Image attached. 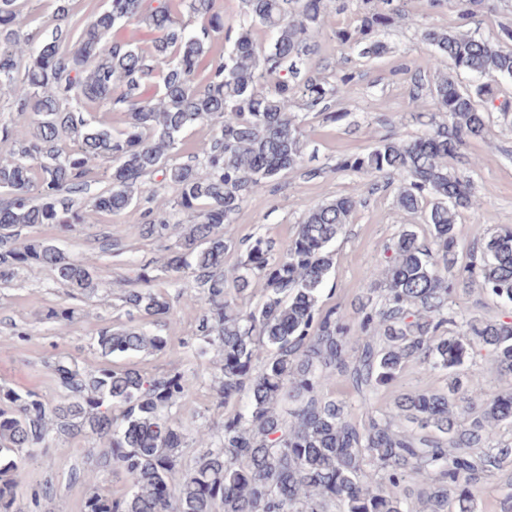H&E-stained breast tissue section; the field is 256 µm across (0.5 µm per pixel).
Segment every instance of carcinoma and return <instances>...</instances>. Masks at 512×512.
Returning <instances> with one entry per match:
<instances>
[{
	"instance_id": "1",
	"label": "carcinoma",
	"mask_w": 512,
	"mask_h": 512,
	"mask_svg": "<svg viewBox=\"0 0 512 512\" xmlns=\"http://www.w3.org/2000/svg\"><path fill=\"white\" fill-rule=\"evenodd\" d=\"M15 2L0 0V87L13 90L14 111L33 115L35 126L19 141L0 123V141L18 144L12 159L0 163V281L39 264L63 286L97 294L96 275L79 256L46 241L22 243L20 236L38 224L83 223L76 199L90 192L89 162L108 160L110 183L90 198L92 207L107 214L138 210L136 223L150 236H162L172 223L180 228L161 271L187 272L202 289L199 354L215 348L220 355L217 406L243 399L246 405L224 419L218 445L199 431L204 450L183 463L186 424L171 410L190 379L180 371L153 377L112 367V357L150 354L165 340L139 327L104 329L96 345L105 362L96 371L84 373L65 359L50 364L62 400L0 390V512H17L24 462L52 425L59 434L104 441L93 449L98 464L131 482V493L120 497L93 485L83 512H476L473 488L481 480L512 488V447L494 442L493 432L512 427V391L490 393L453 373L480 348L494 355L499 374L512 377V320L472 319L462 335L444 334L454 291L445 272L455 266L457 218L473 209L478 223H492L467 181L448 173L447 160L465 139L483 136L494 85L512 78V51L501 39L426 30L433 61L448 63L430 86L446 120L432 116L421 135H391L343 162L398 181L396 204L406 212L430 204L433 239L425 247L412 231L399 235L391 256L371 273L378 299L362 304L352 324L319 304L333 268L330 245L357 206L351 197L309 209L285 249L257 237L241 266L224 267L233 246L224 225L241 209L244 192L301 165L304 131L288 101L299 97L323 113L329 98L350 93V75L334 86L300 77L315 52L311 33L326 15L344 11L345 0H244L242 16L228 29L215 0H110L74 43L66 0L41 40L21 32ZM487 2L455 0L465 19ZM183 9L200 20L198 28L182 23ZM401 13V0H380L362 14L359 29L336 30V41L378 57L387 45L366 36ZM142 25L153 34L150 53L137 44ZM257 29L270 33L268 45L256 42ZM220 33L231 48L215 62L210 45ZM202 69L208 75L200 85ZM456 72L479 82L463 88ZM88 103L102 115L89 119ZM113 112L126 116L119 131L112 130ZM205 123L216 133L203 156L173 161L181 134ZM62 139L72 142L70 150L58 147ZM147 176L176 191L173 213L140 209L148 200ZM183 211L191 223L172 222ZM471 251L482 260L485 288L512 304V228L482 231ZM254 276L265 288L243 309L237 298ZM157 280L154 268L141 265L125 283L123 302L145 320H173L169 302L152 290ZM413 361L447 372V391L402 393L393 411L363 422L324 393L345 377L365 402Z\"/></svg>"
}]
</instances>
